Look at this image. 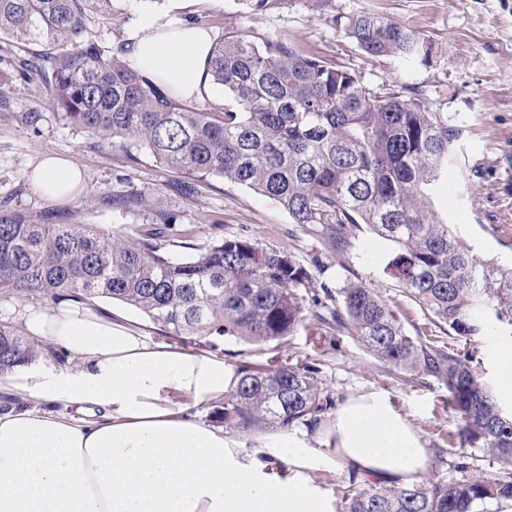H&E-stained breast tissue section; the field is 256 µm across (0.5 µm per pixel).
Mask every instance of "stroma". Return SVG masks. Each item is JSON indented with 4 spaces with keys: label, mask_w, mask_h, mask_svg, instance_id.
Listing matches in <instances>:
<instances>
[{
    "label": "stroma",
    "mask_w": 512,
    "mask_h": 512,
    "mask_svg": "<svg viewBox=\"0 0 512 512\" xmlns=\"http://www.w3.org/2000/svg\"><path fill=\"white\" fill-rule=\"evenodd\" d=\"M85 26L105 54L123 44L144 14H165L168 0H83ZM372 11L413 29L431 46L427 59L405 61L364 54L342 25L347 15ZM180 17L206 22L213 37L246 34L254 44L278 35L303 51L354 70L377 90H419L423 101L442 108L449 125L461 133L452 144L454 162L431 197L433 211L485 259L512 263V0H333L330 8L290 0L288 7L250 11L240 0H188ZM19 51L0 38V213L49 216L57 222L78 213L85 224L108 231H131L150 220L147 211L128 210L119 198L145 193L161 199L173 216L167 239L172 254L185 245L244 235L252 241L291 252L314 277V302L286 352L233 337H209L194 344L177 336L162 337L157 325L136 308L109 299L105 308L143 320L152 339L190 353L205 352L231 367L272 365L291 360L319 368L335 400L364 391L390 396L394 407L421 435L426 448H444L460 420L448 404V392L436 383L408 380L383 368L328 316L333 296L346 278L372 288L389 305L406 332L431 324L429 315L411 302L384 269L395 249L370 230L352 238L343 255L328 251L321 240L293 224L274 201L217 176L194 180L139 152L97 147L82 130L67 124L51 101V88L41 78L23 81L13 75ZM40 116L37 125L22 124L25 113ZM68 158L85 174L78 195L53 201L30 184L28 175L43 155ZM512 344V330L489 324L483 335L468 341L486 382H494L498 350Z\"/></svg>",
    "instance_id": "1"
}]
</instances>
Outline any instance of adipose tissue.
Returning <instances> with one entry per match:
<instances>
[{
    "instance_id": "adipose-tissue-1",
    "label": "adipose tissue",
    "mask_w": 512,
    "mask_h": 512,
    "mask_svg": "<svg viewBox=\"0 0 512 512\" xmlns=\"http://www.w3.org/2000/svg\"><path fill=\"white\" fill-rule=\"evenodd\" d=\"M204 29L174 16L142 15L125 60L176 96L214 99ZM30 180L44 196H74L83 174L45 157ZM22 327L80 363L74 373L28 363L0 376L18 390L62 404L64 417L31 410L0 414V512H336L317 476L343 470L410 486L430 458L388 395L339 402L317 428L286 429L241 448L234 434L190 407L223 399L238 379L222 358L153 342L136 324L83 302L25 309ZM189 402L179 407L170 395ZM99 410L103 418L86 420Z\"/></svg>"
}]
</instances>
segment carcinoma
I'll return each mask as SVG.
<instances>
[{
    "mask_svg": "<svg viewBox=\"0 0 512 512\" xmlns=\"http://www.w3.org/2000/svg\"><path fill=\"white\" fill-rule=\"evenodd\" d=\"M251 11L282 9L288 0H240ZM345 34L370 56L403 60L428 55L427 41L381 15L346 17ZM41 44L34 72L52 84L54 105L96 146L146 149L156 161L199 178L218 176L267 197L293 223L341 254L367 225L396 246L386 275L451 339L484 332L486 317L512 326V265L484 260L430 209L448 175L459 130L448 113L415 93L376 91L361 76L278 37L262 46L245 34L215 40L207 72L236 102L223 115L196 110L124 61L106 57L85 35L82 0H0V37ZM148 206L152 227L104 232L96 224H53L43 216L0 215V292L27 298H108L144 312L172 336H232L282 346L306 320L313 275L291 253L246 236L214 241L182 258L162 243L172 225L160 202ZM332 312L383 366L448 390L460 419L448 447L456 475L385 486L355 480L336 512H489L512 502V416L484 382L474 356L421 328L408 334L386 301L359 281L339 289ZM37 356L17 326L0 324V372ZM224 396V427L292 428L317 424L334 405L331 391L306 363L237 368ZM477 448L497 468L484 472Z\"/></svg>",
    "mask_w": 512,
    "mask_h": 512,
    "instance_id": "1",
    "label": "carcinoma"
}]
</instances>
